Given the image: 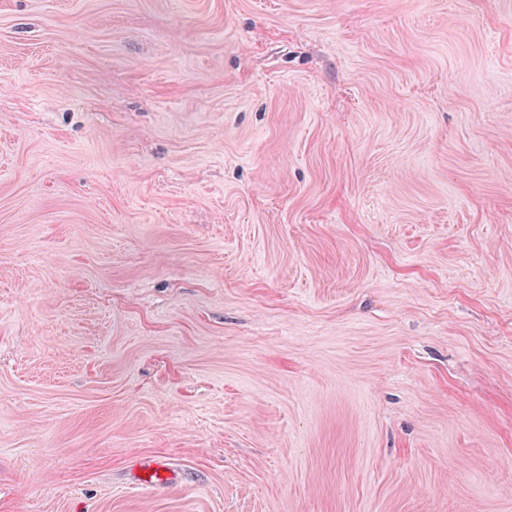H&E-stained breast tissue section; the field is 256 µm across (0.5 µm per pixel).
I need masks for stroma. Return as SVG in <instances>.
<instances>
[{
    "mask_svg": "<svg viewBox=\"0 0 512 512\" xmlns=\"http://www.w3.org/2000/svg\"><path fill=\"white\" fill-rule=\"evenodd\" d=\"M0 512H512V0H0Z\"/></svg>",
    "mask_w": 512,
    "mask_h": 512,
    "instance_id": "obj_1",
    "label": "stroma"
}]
</instances>
